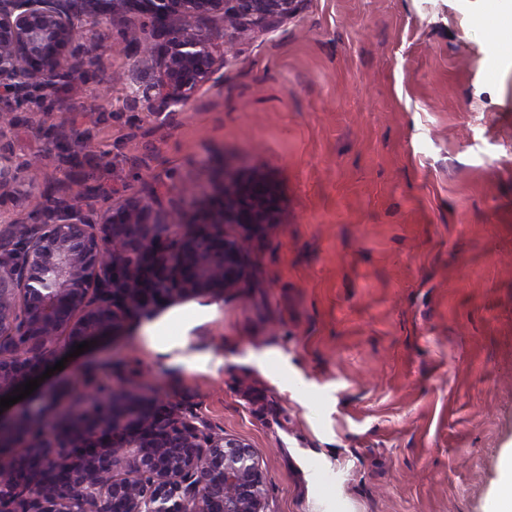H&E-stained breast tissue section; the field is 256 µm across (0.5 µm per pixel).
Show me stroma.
Here are the masks:
<instances>
[{
  "instance_id": "stroma-1",
  "label": "stroma",
  "mask_w": 512,
  "mask_h": 512,
  "mask_svg": "<svg viewBox=\"0 0 512 512\" xmlns=\"http://www.w3.org/2000/svg\"><path fill=\"white\" fill-rule=\"evenodd\" d=\"M488 0H304L276 27L212 23L211 79L184 106L139 96L157 54L122 24L87 29L75 76L0 123V156L35 161L0 198V231L43 218L76 186L95 218L131 197L175 222L233 178L274 186V223L247 269L188 333L217 373H173L127 316L50 373L27 404L134 386L201 436L250 444L265 512H493L512 461V56ZM80 164L52 151L53 128ZM272 355V374L257 356Z\"/></svg>"
}]
</instances>
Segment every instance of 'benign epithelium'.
<instances>
[{
  "label": "benign epithelium",
  "instance_id": "7a95c632",
  "mask_svg": "<svg viewBox=\"0 0 512 512\" xmlns=\"http://www.w3.org/2000/svg\"><path fill=\"white\" fill-rule=\"evenodd\" d=\"M303 0H0V100L21 109L47 96L78 65L64 50L86 26L102 22L150 28L161 49L160 78L142 98L161 112L186 103L215 72L211 39L193 31L218 22L229 44L247 26L270 28ZM23 170L0 164V192ZM273 185L253 178L224 193L217 210L194 214L184 229L152 218L129 198L91 221L59 202L22 237L0 233V398L35 378L59 339L83 340L120 327L131 312L166 296L191 298L238 285L244 241L224 225L273 223ZM14 405L0 410V512H264V476L252 447L213 435L158 399L112 391L100 415L78 412L49 430ZM124 466L140 477H118Z\"/></svg>",
  "mask_w": 512,
  "mask_h": 512
}]
</instances>
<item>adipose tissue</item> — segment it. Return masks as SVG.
<instances>
[{
  "instance_id": "obj_1",
  "label": "adipose tissue",
  "mask_w": 512,
  "mask_h": 512,
  "mask_svg": "<svg viewBox=\"0 0 512 512\" xmlns=\"http://www.w3.org/2000/svg\"><path fill=\"white\" fill-rule=\"evenodd\" d=\"M217 311V305L210 302L171 310L143 326L140 345L153 360L169 370L217 372L224 364L223 357L192 350L187 339L191 326L208 320Z\"/></svg>"
}]
</instances>
